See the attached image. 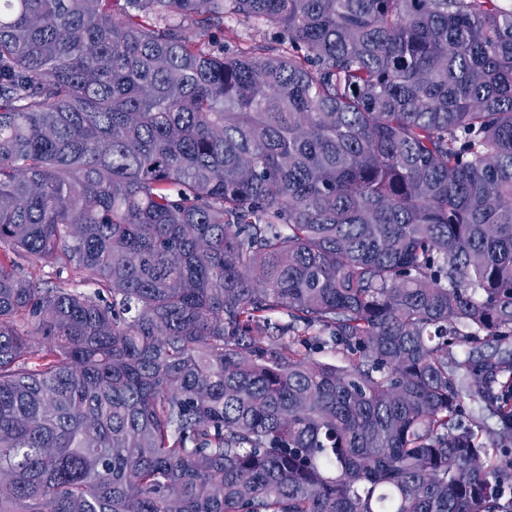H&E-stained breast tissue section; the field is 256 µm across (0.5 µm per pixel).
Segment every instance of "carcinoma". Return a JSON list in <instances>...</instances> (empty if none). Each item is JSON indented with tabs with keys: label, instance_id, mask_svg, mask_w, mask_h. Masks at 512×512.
Instances as JSON below:
<instances>
[{
	"label": "carcinoma",
	"instance_id": "carcinoma-1",
	"mask_svg": "<svg viewBox=\"0 0 512 512\" xmlns=\"http://www.w3.org/2000/svg\"><path fill=\"white\" fill-rule=\"evenodd\" d=\"M108 2L0 0V512H512V3ZM276 34L269 27L257 22H244L238 20H226L223 31L216 38L206 36V39L217 40L218 47L224 44V49L232 52L236 49H246L253 42H266L275 44ZM19 264L21 265V271L28 277H32L34 280H40L43 282L53 283V284H67L69 288H79L80 291H93V286L88 285H76L74 281H71V277L68 275L66 271L62 274H59L57 269L51 266H41L29 263L25 260H19ZM463 401L467 412L466 422L479 430L481 441L487 449L485 460L492 469L505 459L500 449L496 448L500 447L501 442L498 434L500 428L498 417L476 397L465 394Z\"/></svg>",
	"mask_w": 512,
	"mask_h": 512
}]
</instances>
